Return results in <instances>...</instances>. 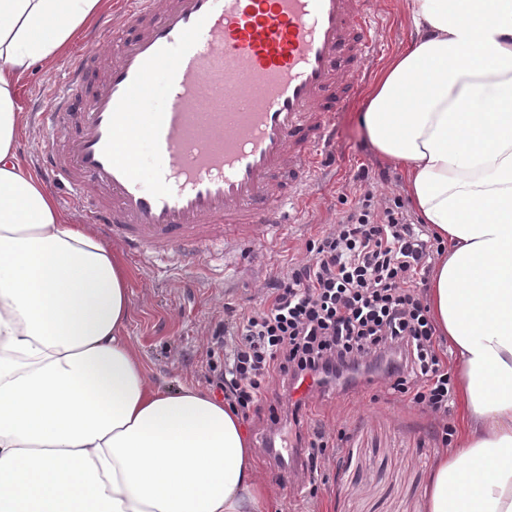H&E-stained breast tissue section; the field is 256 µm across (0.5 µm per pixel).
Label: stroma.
Masks as SVG:
<instances>
[{"label": "stroma", "instance_id": "1", "mask_svg": "<svg viewBox=\"0 0 512 512\" xmlns=\"http://www.w3.org/2000/svg\"><path fill=\"white\" fill-rule=\"evenodd\" d=\"M374 7L382 50L369 63L373 71L410 35L403 22V0H374ZM111 34L112 16L106 13L52 68L30 71L21 85L22 111L50 110L53 102L47 88L63 81L75 56L105 51ZM367 96V90H360L338 115L336 160L301 223L287 235L243 243L230 257L216 240L198 257L148 264L114 241L111 231L98 227V234L111 243L132 274L126 334L154 387L189 385L211 391L201 361L227 308L256 303L257 286L265 275L300 258L304 242L320 227L336 222L343 198L352 196L358 185V172L368 171L381 192L405 196L401 168L377 154L361 121ZM307 419L342 432L341 463L322 467L315 483L284 488L275 485L266 458L258 457L259 474L274 483L278 512H420L422 490L442 451L430 416L394 401L378 387L349 398L334 392L315 399Z\"/></svg>", "mask_w": 512, "mask_h": 512}]
</instances>
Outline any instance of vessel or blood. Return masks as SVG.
Returning <instances> with one entry per match:
<instances>
[{
    "label": "vessel or blood",
    "mask_w": 512,
    "mask_h": 512,
    "mask_svg": "<svg viewBox=\"0 0 512 512\" xmlns=\"http://www.w3.org/2000/svg\"><path fill=\"white\" fill-rule=\"evenodd\" d=\"M117 21L100 80L98 57L78 55L43 115L79 118L40 169L83 220L148 259L214 238L230 253L258 225L295 224L378 50L372 0H126ZM158 74L167 104L142 113Z\"/></svg>",
    "instance_id": "b4317fda"
}]
</instances>
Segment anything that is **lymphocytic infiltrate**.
<instances>
[{
  "mask_svg": "<svg viewBox=\"0 0 512 512\" xmlns=\"http://www.w3.org/2000/svg\"><path fill=\"white\" fill-rule=\"evenodd\" d=\"M305 259L269 274L259 303L228 309L215 332L224 362L209 381L241 415L267 398L283 400L304 378L349 395L383 385L433 415L440 442L450 434L453 382L426 302L425 274L435 244L401 199L365 182L336 224L306 240ZM307 405L292 401L289 424L270 412L267 428L299 456L289 466L269 457L281 483L318 474L338 443L322 424H309Z\"/></svg>",
  "mask_w": 512,
  "mask_h": 512,
  "instance_id": "1",
  "label": "lymphocytic infiltrate"
}]
</instances>
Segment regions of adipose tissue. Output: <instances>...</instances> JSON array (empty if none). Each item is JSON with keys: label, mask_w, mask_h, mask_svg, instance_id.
<instances>
[{"label": "adipose tissue", "mask_w": 512, "mask_h": 512, "mask_svg": "<svg viewBox=\"0 0 512 512\" xmlns=\"http://www.w3.org/2000/svg\"><path fill=\"white\" fill-rule=\"evenodd\" d=\"M416 37L361 120L443 245L430 315L456 357L457 436L422 512H512V0H404ZM108 0H0V512H274L222 396L151 385L125 266L21 160L23 77Z\"/></svg>", "instance_id": "obj_1"}]
</instances>
